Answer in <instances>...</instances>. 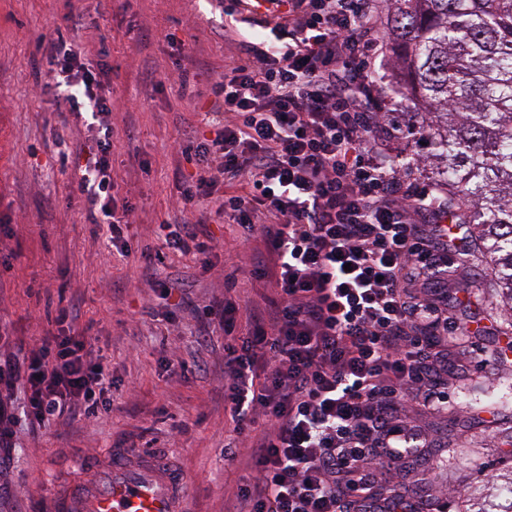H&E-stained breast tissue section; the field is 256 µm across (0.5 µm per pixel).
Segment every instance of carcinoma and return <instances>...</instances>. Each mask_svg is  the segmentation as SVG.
Segmentation results:
<instances>
[{"mask_svg": "<svg viewBox=\"0 0 512 512\" xmlns=\"http://www.w3.org/2000/svg\"><path fill=\"white\" fill-rule=\"evenodd\" d=\"M384 74L431 179L462 211L512 329V0H386Z\"/></svg>", "mask_w": 512, "mask_h": 512, "instance_id": "obj_1", "label": "carcinoma"}]
</instances>
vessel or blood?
Here are the masks:
<instances>
[{"mask_svg":"<svg viewBox=\"0 0 512 512\" xmlns=\"http://www.w3.org/2000/svg\"><path fill=\"white\" fill-rule=\"evenodd\" d=\"M179 484L154 459L129 464L123 450H116L112 467L98 482L64 500L59 512H178Z\"/></svg>","mask_w":512,"mask_h":512,"instance_id":"vessel-or-blood-1","label":"vessel or blood"}]
</instances>
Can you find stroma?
Here are the masks:
<instances>
[{
	"instance_id": "obj_1",
	"label": "stroma",
	"mask_w": 512,
	"mask_h": 512,
	"mask_svg": "<svg viewBox=\"0 0 512 512\" xmlns=\"http://www.w3.org/2000/svg\"><path fill=\"white\" fill-rule=\"evenodd\" d=\"M84 24L68 16L67 0H0V347L28 351L59 311L76 307L73 332L86 336L92 357L112 378L110 405L60 423L31 424L24 408L29 391L17 385L14 448L0 453V512H53L56 499L75 483L95 481L115 449L130 462L162 455L185 479L189 512H225L247 471L224 467L231 425L224 415L221 358L224 333L205 343L195 334L206 306L224 301L231 274L233 297L264 306L270 280L250 272L236 225L221 218L203 224L211 242L212 269L194 256L162 250L154 231L173 220L175 201L192 166L183 152L184 121L200 93L224 69V7L219 0H86ZM62 37L75 49L105 44V93L114 108L112 168L118 204L141 221L124 236L129 257L113 265L105 224L91 223L88 205L61 158L76 147L95 148L98 128L84 118L61 116L47 91L48 62L41 39ZM184 42L176 55L171 41ZM186 281L184 304L169 309L147 285L151 274ZM470 301L449 315L467 322L479 346L469 357L449 348L464 377L451 381L447 411L421 409L409 423L433 438L428 484L421 471L398 464L392 488L420 485L425 498L459 512L462 501L487 494L482 467L502 471L498 448L512 439V359L493 355L503 321L489 294L490 275L480 254L458 280Z\"/></svg>"
}]
</instances>
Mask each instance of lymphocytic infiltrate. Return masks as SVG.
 <instances>
[{
	"mask_svg": "<svg viewBox=\"0 0 512 512\" xmlns=\"http://www.w3.org/2000/svg\"><path fill=\"white\" fill-rule=\"evenodd\" d=\"M378 0H233L224 41L233 53L214 82L203 122L213 139L189 145L195 172L163 223L164 249L196 257L195 213L212 208L241 229L254 276L273 275L256 329L235 333L239 303L226 297L206 314L224 332V414L235 441L224 462L246 457L253 472L231 512H436L430 501L379 497L376 482L395 462L428 460L430 442L408 410L448 402L435 350L441 338L469 341L449 326L447 241L455 209L439 192L405 184L379 143L370 110V69L385 59ZM264 30L251 40L246 27ZM48 87L73 114L89 107L101 137L80 152L78 190L108 218L126 256L130 207L108 204L117 182L110 108L101 75L80 52L43 40ZM76 310L61 311L27 357L0 359V384L23 378L37 422L92 414L112 383L88 358L86 339L67 334Z\"/></svg>",
	"mask_w": 512,
	"mask_h": 512,
	"instance_id": "obj_1",
	"label": "lymphocytic infiltrate"
}]
</instances>
